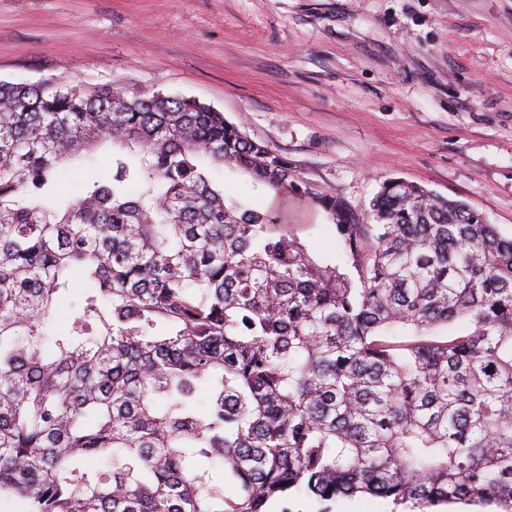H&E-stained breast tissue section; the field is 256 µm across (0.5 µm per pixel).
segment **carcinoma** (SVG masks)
Here are the masks:
<instances>
[{"label": "carcinoma", "mask_w": 512, "mask_h": 512, "mask_svg": "<svg viewBox=\"0 0 512 512\" xmlns=\"http://www.w3.org/2000/svg\"><path fill=\"white\" fill-rule=\"evenodd\" d=\"M107 143L108 174L43 203ZM227 161L314 197L334 252L227 202ZM370 214L194 98L1 80L0 496L25 512H267L291 494L512 512V235L397 178Z\"/></svg>", "instance_id": "1"}]
</instances>
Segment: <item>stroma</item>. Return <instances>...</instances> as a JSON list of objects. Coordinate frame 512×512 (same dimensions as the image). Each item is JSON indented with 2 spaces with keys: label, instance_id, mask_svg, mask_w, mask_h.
Instances as JSON below:
<instances>
[{
  "label": "stroma",
  "instance_id": "35a3bbf8",
  "mask_svg": "<svg viewBox=\"0 0 512 512\" xmlns=\"http://www.w3.org/2000/svg\"><path fill=\"white\" fill-rule=\"evenodd\" d=\"M58 79L210 105L362 223L399 178L512 233V0H0V80ZM111 153L70 165L56 200L76 199ZM218 180L332 251L313 200L276 197L231 163ZM392 509L369 495L272 506Z\"/></svg>",
  "mask_w": 512,
  "mask_h": 512
}]
</instances>
